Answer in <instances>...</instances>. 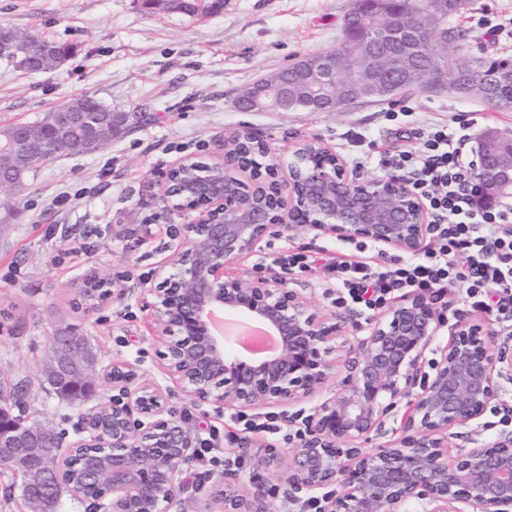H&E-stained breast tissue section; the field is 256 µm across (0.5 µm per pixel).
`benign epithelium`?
Wrapping results in <instances>:
<instances>
[{
    "instance_id": "1",
    "label": "benign epithelium",
    "mask_w": 512,
    "mask_h": 512,
    "mask_svg": "<svg viewBox=\"0 0 512 512\" xmlns=\"http://www.w3.org/2000/svg\"><path fill=\"white\" fill-rule=\"evenodd\" d=\"M152 8L187 13V0H145ZM451 0H433L414 24L365 25L373 48L356 68L377 73L357 83L362 90L388 87L395 71L413 68L423 33H431L435 49L448 52L447 27ZM398 49L397 70L384 65L385 49ZM26 71L51 73L66 55L50 43L24 49ZM340 57L333 51L312 59L308 77L319 89L339 83ZM452 88H491L488 74L437 70L433 75ZM352 98L343 94L299 97L288 76L279 73L257 81L238 98L242 112H334ZM58 154L72 147L92 154L110 141L104 122L82 100L58 107L53 129ZM244 145L240 157L226 154L207 162L192 155L177 160L159 183L172 211L190 210V224L171 225L179 239L173 259L159 267L144 289L142 307L162 336L158 366L179 385L190 402L244 412L288 407L330 387L342 354L348 375L344 388L332 392L307 418V434L288 452V464L275 452L263 464L281 471L288 495L306 493L321 512H409L421 503L425 512H512V431L490 442L460 448L448 455V430L479 419L500 402L502 383L512 384V345L491 348L479 324L457 325L443 346H436L445 320L434 299L413 293L389 306L373 320L368 334L353 348L334 313L314 311L307 299L283 278L248 281L235 270L255 251L271 226L288 231L303 227L340 239H362L393 250L417 253L428 235L427 211L407 184L392 176L361 178L348 172L345 160L322 141L295 144L287 171L258 158L268 154L263 140L248 130L224 137V151L233 140ZM34 145L24 133L0 148V191L18 187L25 175L21 164ZM476 190L490 197L512 196V139L485 131L477 142ZM117 283L96 272L84 278L78 295L88 308L123 296ZM240 314L278 338L271 351H237L212 329L215 312ZM439 358L433 373L423 371L431 349ZM73 346L61 335L42 370L46 379L65 378L80 405L97 390V357L91 347L77 372L68 369ZM112 383V404L92 415L89 437L69 445L60 457L56 431L15 418L12 393L0 383V469L20 479L25 500L36 512H57L59 495L67 489L93 499L109 498L106 512H271L261 494L252 493L241 469L227 458L224 474L209 498L186 495L181 476L192 459L197 440L172 417L167 400L154 383L130 364H114L106 372ZM401 434L376 452L360 445L370 435L385 434L386 418L397 408ZM338 489H332V486Z\"/></svg>"
}]
</instances>
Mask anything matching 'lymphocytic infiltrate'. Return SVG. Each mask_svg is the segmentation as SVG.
I'll return each instance as SVG.
<instances>
[{
	"mask_svg": "<svg viewBox=\"0 0 512 512\" xmlns=\"http://www.w3.org/2000/svg\"><path fill=\"white\" fill-rule=\"evenodd\" d=\"M466 133L440 128L420 145L392 155L376 151L355 160V169L373 162L383 174L406 179L427 205L432 229L417 254L382 262L360 260L367 243L318 261L298 249L277 258L281 268L306 272L324 265L336 283L337 307L375 313L399 292L441 298L448 285L463 289L472 309L512 323V203H485L471 186L472 161L464 147Z\"/></svg>",
	"mask_w": 512,
	"mask_h": 512,
	"instance_id": "1",
	"label": "lymphocytic infiltrate"
}]
</instances>
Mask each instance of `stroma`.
<instances>
[{"label": "stroma", "mask_w": 512, "mask_h": 512, "mask_svg": "<svg viewBox=\"0 0 512 512\" xmlns=\"http://www.w3.org/2000/svg\"><path fill=\"white\" fill-rule=\"evenodd\" d=\"M353 0H226L217 14L188 16L146 8L142 0H0V26L28 30L68 43L75 52L57 71L30 74L0 59V126L35 121L84 96L113 110L134 113L124 133L96 154H74L38 164L15 192L16 217L0 224V375L26 389V416L48 420L71 442L88 436L89 417L112 399L78 406L58 398L40 379L57 330L72 327L97 350L101 369L117 361L136 364L144 378L161 382L176 418L198 438L218 431L220 448L241 453L246 474L277 512H300L279 477L264 469L268 440L242 431L232 411L195 406L178 384L157 369L159 338L142 309L141 288L168 262L176 242L172 224H188L193 212L170 211L156 188L180 157L220 152L225 136L246 129L268 144L269 161L288 163L293 146L317 138L345 161L371 149L398 151L435 126L512 131V110L494 108L476 92L442 86L409 90L393 100L359 101L343 112H242L235 100L253 82L301 57L336 49ZM462 33L452 63L512 59V0H465L448 20ZM68 194L70 206L50 210ZM343 240L304 228L273 227L239 262L244 278L257 263L275 273L271 260L288 249L343 247ZM119 273L124 295L96 310L79 304L77 289L90 272ZM290 288L321 312L336 310V288L324 268L287 277ZM340 310V309H337ZM351 342L368 333L358 309H342ZM511 429L486 412L473 424L448 432L451 448H469Z\"/></svg>", "instance_id": "35a3bbf8"}]
</instances>
